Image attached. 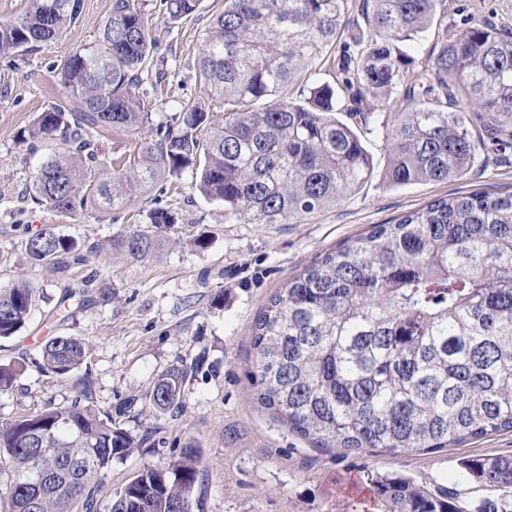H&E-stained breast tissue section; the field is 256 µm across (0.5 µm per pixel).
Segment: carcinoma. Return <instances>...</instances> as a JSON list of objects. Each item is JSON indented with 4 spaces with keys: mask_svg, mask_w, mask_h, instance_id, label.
<instances>
[{
    "mask_svg": "<svg viewBox=\"0 0 512 512\" xmlns=\"http://www.w3.org/2000/svg\"><path fill=\"white\" fill-rule=\"evenodd\" d=\"M199 2L165 0L168 20L191 16ZM80 5L28 0L20 18L0 24V55L56 39ZM361 12L363 27L349 0H224L199 52L224 118L183 105L140 144L130 172L107 180L89 136L150 124L138 87L156 50L135 0H114L98 41L70 53L59 72L79 111L52 106L23 132L32 143H64L34 173V199L68 214L117 209L192 166L196 189L231 213L293 224L374 174L340 112L383 140L391 186L458 179L481 151L512 144V30L475 24L450 35L447 0H362ZM430 29L437 42L414 58L407 46ZM315 59L331 63L332 80L308 71ZM298 83L307 93L295 98ZM373 101L386 111L371 110ZM148 220L113 236L110 249L149 257L174 219L157 209ZM98 249L50 225L26 244L32 261L58 271ZM42 301L28 281L0 288V338L24 329ZM86 354L81 338L51 336L41 368L65 375ZM246 376L259 405L320 448L434 452L512 430V193L438 198L303 269L263 305ZM185 380L179 368L161 375L149 408L180 412ZM157 433L115 426L85 390L67 405L1 420L0 512H194L201 452L190 442L167 464L143 465L107 504L97 499L112 461ZM462 466L488 488H512L511 456ZM374 493L387 512H465L455 490L410 478L381 476Z\"/></svg>",
    "mask_w": 512,
    "mask_h": 512,
    "instance_id": "1",
    "label": "carcinoma"
}]
</instances>
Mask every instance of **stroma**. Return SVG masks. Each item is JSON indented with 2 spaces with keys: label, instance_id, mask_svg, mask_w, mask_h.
<instances>
[{
  "label": "stroma",
  "instance_id": "stroma-1",
  "mask_svg": "<svg viewBox=\"0 0 512 512\" xmlns=\"http://www.w3.org/2000/svg\"><path fill=\"white\" fill-rule=\"evenodd\" d=\"M113 0H82L76 22L52 42L0 58V287L27 280L46 300L26 327L0 339V364L23 363L11 388L0 393V420L25 415L46 402L70 403L90 389L94 404L110 412L117 426L141 435L157 427L162 444L145 443L113 460L105 489L114 491L144 464H163L173 448L190 442L202 450L200 512H383L371 493L378 475L412 478L433 489L451 487L462 506L481 500L512 499V489L489 490L475 479L460 480L462 460L512 456V431H501L433 453L391 454L380 448L349 452L320 450L259 406L245 373L251 327L265 301L289 277L318 257L368 232L395 223L407 212L451 194L483 188L512 191V146L480 153L471 170L448 183L388 185L381 172L386 151L376 134L364 136L376 176L336 206L302 224H259L231 214L222 202L193 188L195 176L151 184L116 214L60 213L36 203L32 176L61 150L57 140L24 141L39 112L78 102L60 81L64 58L93 45ZM151 23L158 50L153 73L139 94L153 124L170 120L182 103L200 101L222 115L221 100L208 98L198 72V47L222 0H201L196 13L168 23L163 0H136ZM448 29L466 23L512 26V0H447ZM90 140L104 174L137 154L140 135L103 129ZM169 211L174 222L150 258L136 261L109 250L110 239L146 223L150 211ZM102 247L87 263L60 274L32 264L25 246L43 225ZM66 334L82 338L85 362L66 375L39 371L42 343ZM204 356V372L188 379V398L177 418L152 413L149 396L157 378L182 360ZM135 399L137 413L121 411Z\"/></svg>",
  "mask_w": 512,
  "mask_h": 512
}]
</instances>
